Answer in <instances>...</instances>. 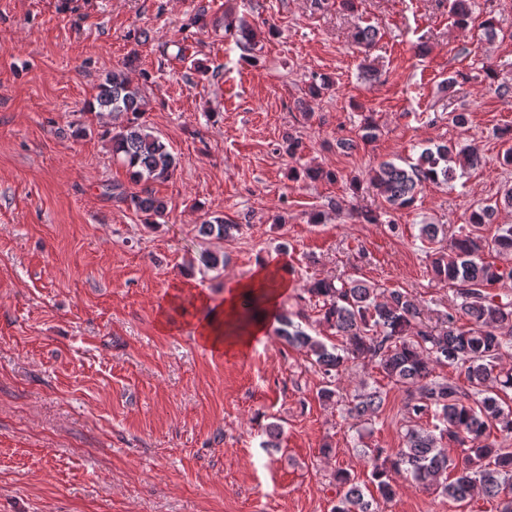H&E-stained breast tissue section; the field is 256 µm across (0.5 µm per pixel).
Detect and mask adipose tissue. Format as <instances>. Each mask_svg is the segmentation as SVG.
Wrapping results in <instances>:
<instances>
[{
    "label": "adipose tissue",
    "instance_id": "1",
    "mask_svg": "<svg viewBox=\"0 0 512 512\" xmlns=\"http://www.w3.org/2000/svg\"><path fill=\"white\" fill-rule=\"evenodd\" d=\"M268 273L267 267H260L248 280L233 283L225 292L221 302H212L205 294H195L194 300L199 312L194 316L195 333L198 340L213 351L220 352L225 348L234 347L244 349L252 342L264 336L279 305L280 294L286 293L290 283L281 280L277 296L271 297L264 311L254 319L252 324L239 336H227L226 331L239 309L243 295L250 293L254 288L260 287Z\"/></svg>",
    "mask_w": 512,
    "mask_h": 512
}]
</instances>
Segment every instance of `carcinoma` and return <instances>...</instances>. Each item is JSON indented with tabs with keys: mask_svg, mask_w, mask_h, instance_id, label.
Segmentation results:
<instances>
[{
	"mask_svg": "<svg viewBox=\"0 0 512 512\" xmlns=\"http://www.w3.org/2000/svg\"><path fill=\"white\" fill-rule=\"evenodd\" d=\"M475 8V0H449L450 15L462 27L471 23ZM96 101L113 118H126V125L111 137L112 152L131 170L132 179H168L176 158L154 131L138 123L145 101L124 71L106 75ZM482 160L474 143L459 148L437 144L424 148L405 167L381 162L370 183L387 211L407 209L423 185L452 182L457 170L475 168ZM116 196L145 214L147 224L157 223L167 211L166 203L149 193ZM500 204L512 208V187L495 205L473 208L467 225L446 245L439 239V225H420V238L431 245L427 273L452 290L448 311L434 324L422 319L418 302L406 290L383 289L362 278L319 279L305 288L309 298L321 303V322L335 330L336 344L309 335L284 308L273 317L274 335L304 349L321 374L322 400L338 396L340 374L349 361L359 359L373 362L405 394L408 424L403 447L364 451L376 493L365 494L349 473L339 471L335 480L342 494L332 512H378L380 503L395 497L393 474L401 472L450 502L468 503L477 493L497 502L498 512H512V404L505 400L512 391V369L503 362L512 350V298L505 300L499 293L512 285V267L486 261L491 254L512 255V226L491 237L483 234ZM202 228L226 237L241 226L215 217ZM444 367L463 372L467 385L436 372ZM384 402L383 392L365 384L344 401V411L348 417L370 421ZM428 418L434 423L422 424ZM450 442L460 448L458 462L448 458Z\"/></svg>",
	"mask_w": 512,
	"mask_h": 512,
	"instance_id": "obj_1",
	"label": "carcinoma"
}]
</instances>
